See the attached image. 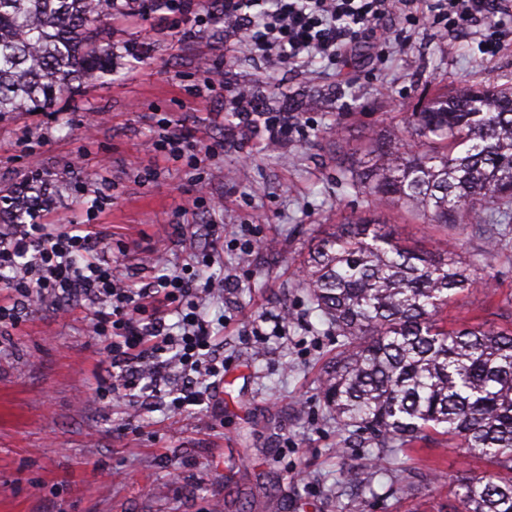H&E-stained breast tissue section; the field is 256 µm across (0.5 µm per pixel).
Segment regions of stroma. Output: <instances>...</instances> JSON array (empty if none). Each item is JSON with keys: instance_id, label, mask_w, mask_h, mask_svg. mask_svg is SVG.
Returning <instances> with one entry per match:
<instances>
[{"instance_id": "obj_1", "label": "stroma", "mask_w": 512, "mask_h": 512, "mask_svg": "<svg viewBox=\"0 0 512 512\" xmlns=\"http://www.w3.org/2000/svg\"><path fill=\"white\" fill-rule=\"evenodd\" d=\"M393 29L394 48L314 62L309 79L225 53L218 28L187 37L173 16L118 20L113 42L143 43V62L86 82L47 111L0 118V187L37 169L50 175L45 221L74 215L101 225L119 264L123 249L166 239V259L143 271L147 281L194 250L220 255L200 278L232 279L202 308L224 376L205 403L184 410L169 394L140 392L137 411L113 392L112 365L80 306L0 327V512H211L216 502L224 512H436L456 478L494 473L487 458L436 439L375 462L373 448L345 447L321 400L338 339L299 271L320 225L366 208L341 184L337 151L353 152L435 95L512 83V48L488 61L431 20ZM217 64L228 83L252 82L259 106L301 113L286 143L271 148L263 133L240 130L228 93L203 94ZM165 118L223 143V153L197 168L148 153ZM379 217L406 244L434 249L438 229L398 208ZM448 234L461 259L484 262L492 277L449 304V328L512 326V238L488 256L482 226ZM252 235L266 246L247 255ZM348 467L376 468L372 490H337ZM411 477L413 494L391 492Z\"/></svg>"}]
</instances>
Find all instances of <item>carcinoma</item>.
<instances>
[{
    "label": "carcinoma",
    "mask_w": 512,
    "mask_h": 512,
    "mask_svg": "<svg viewBox=\"0 0 512 512\" xmlns=\"http://www.w3.org/2000/svg\"><path fill=\"white\" fill-rule=\"evenodd\" d=\"M110 17L112 0H0V117L43 110L80 79L112 75L101 28ZM336 166L368 209L399 207L445 230L486 224L493 251L512 231V86L438 95ZM45 194L39 184L0 189V217L27 222ZM457 248L447 239L413 249L372 217L321 231L301 285L341 337L323 406L344 444L366 437L378 461L433 433L457 439L498 469L457 480L461 512H512V328L444 325L456 295L489 284Z\"/></svg>",
    "instance_id": "cac0c4a2"
}]
</instances>
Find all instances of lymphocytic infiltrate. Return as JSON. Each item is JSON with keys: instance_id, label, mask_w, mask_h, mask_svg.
<instances>
[{"instance_id": "1", "label": "lymphocytic infiltrate", "mask_w": 512, "mask_h": 512, "mask_svg": "<svg viewBox=\"0 0 512 512\" xmlns=\"http://www.w3.org/2000/svg\"><path fill=\"white\" fill-rule=\"evenodd\" d=\"M156 11L179 15L191 28L223 22L237 49L266 62L295 68L320 59L335 62L369 47L394 42L392 22L428 14L447 31H465L483 56L512 45V0H156ZM231 104L240 124H262L267 141H287L299 123L296 115L265 112L249 89L235 91ZM192 130L160 123L154 152L198 164L213 156L193 154ZM0 286L12 301L0 305V324L17 325L20 310L79 302L93 308V330L119 372L113 390L134 391L142 380L160 389L173 371L186 377L181 400L204 403L210 380L222 376V356L213 347L212 326L200 310L224 289L217 278L198 282L187 270L144 283L122 275L112 264V246L93 224H10L0 228ZM178 315L176 325L166 318Z\"/></svg>"}]
</instances>
